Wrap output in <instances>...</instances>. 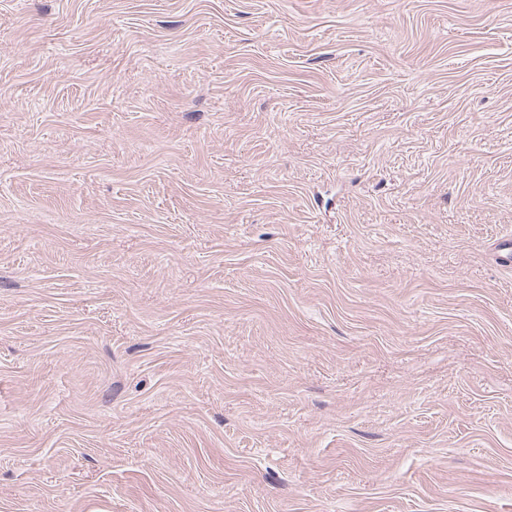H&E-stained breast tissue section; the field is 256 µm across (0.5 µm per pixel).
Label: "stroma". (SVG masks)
I'll list each match as a JSON object with an SVG mask.
<instances>
[{
	"mask_svg": "<svg viewBox=\"0 0 512 512\" xmlns=\"http://www.w3.org/2000/svg\"><path fill=\"white\" fill-rule=\"evenodd\" d=\"M512 0H0V512H512Z\"/></svg>",
	"mask_w": 512,
	"mask_h": 512,
	"instance_id": "stroma-1",
	"label": "stroma"
}]
</instances>
